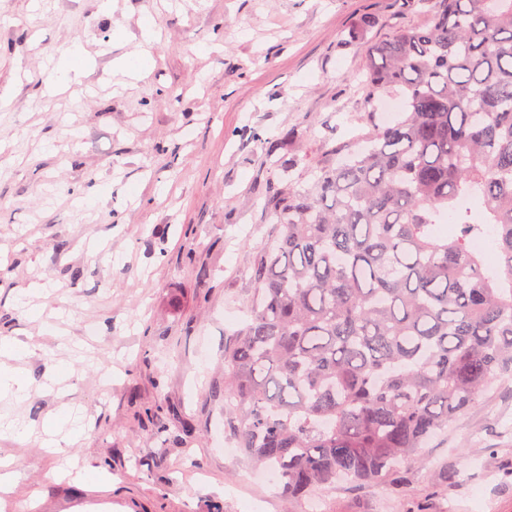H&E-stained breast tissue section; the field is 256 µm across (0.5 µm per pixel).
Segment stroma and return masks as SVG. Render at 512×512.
<instances>
[{"mask_svg":"<svg viewBox=\"0 0 512 512\" xmlns=\"http://www.w3.org/2000/svg\"><path fill=\"white\" fill-rule=\"evenodd\" d=\"M378 24L348 43L364 17ZM160 37L140 79L112 68ZM426 16L404 0H0V337L23 350L25 400L0 397L18 472L0 512H283L224 418V344L245 318L243 252L265 242L280 155L308 179L324 134L363 116L369 40ZM81 50L79 73L59 66ZM277 142L266 152L265 141ZM207 269V279L196 273ZM83 418L56 468L41 434ZM512 381L428 441L399 493L318 491L326 512H512ZM466 483L440 493L442 477Z\"/></svg>","mask_w":512,"mask_h":512,"instance_id":"1","label":"stroma"}]
</instances>
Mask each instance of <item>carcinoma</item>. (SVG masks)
<instances>
[{
  "instance_id": "carcinoma-1",
  "label": "carcinoma",
  "mask_w": 512,
  "mask_h": 512,
  "mask_svg": "<svg viewBox=\"0 0 512 512\" xmlns=\"http://www.w3.org/2000/svg\"><path fill=\"white\" fill-rule=\"evenodd\" d=\"M354 78L402 98L368 145L280 161L249 249V316L224 345L238 447L297 503L342 480L400 489L428 439L512 379V0H406ZM454 231L440 236L435 226ZM495 230L497 271L472 244Z\"/></svg>"
}]
</instances>
